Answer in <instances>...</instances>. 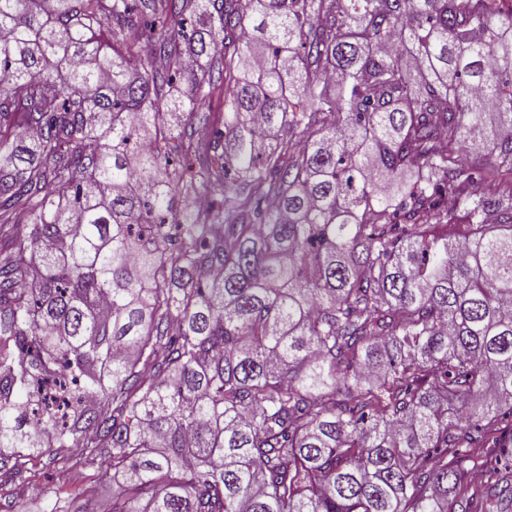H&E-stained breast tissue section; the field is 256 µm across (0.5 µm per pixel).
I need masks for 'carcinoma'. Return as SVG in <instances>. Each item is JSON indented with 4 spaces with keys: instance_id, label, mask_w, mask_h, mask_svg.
Masks as SVG:
<instances>
[{
    "instance_id": "obj_1",
    "label": "carcinoma",
    "mask_w": 512,
    "mask_h": 512,
    "mask_svg": "<svg viewBox=\"0 0 512 512\" xmlns=\"http://www.w3.org/2000/svg\"><path fill=\"white\" fill-rule=\"evenodd\" d=\"M493 2L152 0L156 34L130 0H0L3 484L51 432L61 471L108 449L109 512H512L468 495L470 449L512 456ZM219 55L222 208L178 218L166 116ZM486 141L477 193L454 144Z\"/></svg>"
}]
</instances>
